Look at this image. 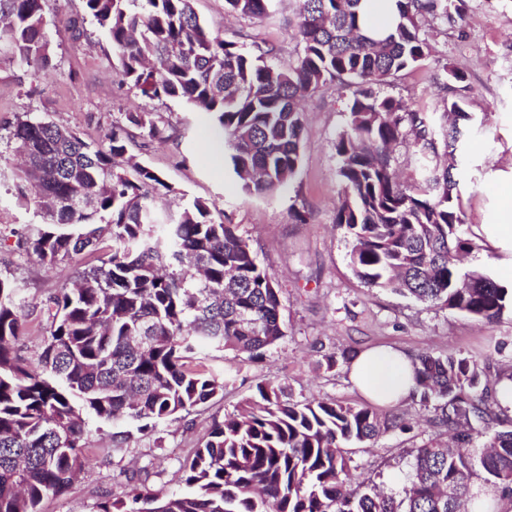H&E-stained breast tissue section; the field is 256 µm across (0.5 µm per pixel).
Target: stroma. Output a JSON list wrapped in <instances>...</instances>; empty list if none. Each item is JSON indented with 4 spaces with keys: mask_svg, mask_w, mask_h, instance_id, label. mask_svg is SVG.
Returning a JSON list of instances; mask_svg holds the SVG:
<instances>
[{
    "mask_svg": "<svg viewBox=\"0 0 512 512\" xmlns=\"http://www.w3.org/2000/svg\"><path fill=\"white\" fill-rule=\"evenodd\" d=\"M297 0H276L269 16L235 18L225 0H194L200 20L245 49L275 47L274 62L285 66L300 50L290 19ZM48 16L51 64L34 70L19 58L0 53V154L12 153L10 131L18 117L30 115L75 130L87 142H100L112 123L126 113H154L162 138L133 142L136 161L158 171L174 187L160 199L176 212L186 199L200 198L222 212L248 239L259 260L281 287L282 314L288 335L262 359L252 361L231 351L209 350L204 365L224 376L223 392L191 414L160 423L143 433L126 419H89L83 472L61 497H45L41 512H96L99 502L126 498L132 471L144 470L153 490H181L180 464L212 421L234 412L256 393L257 384L276 380L297 400L333 399L362 404L349 375V356L376 345L410 354L463 355L474 361L491 383L512 377V311L496 322L470 319L444 307H430L358 279L348 254L351 240L335 223L340 182L335 141L345 129L349 89L329 84L301 104L305 124L300 165L285 189L259 196L244 191L229 163L213 166L203 140L211 128L205 113L171 99H149L123 84L120 67L104 35L86 24L81 39L64 33L81 0H53ZM421 28L430 56L417 68L391 78L382 92L428 112H442V102L459 99L473 118L462 139L458 165L465 230L479 234L495 221V183H512V0H465L464 16L455 21L426 19ZM463 80L445 89L437 81L441 67ZM41 226L33 205L18 194L10 169L0 170V277L25 288V332L20 339L29 362H36L47 316L46 298L76 269L96 265L86 253L55 266L38 263L18 248L16 232L35 235ZM337 357L333 370L321 361ZM398 413L416 418L409 431H391L354 448V479L400 495L411 474V451L432 441H447L431 410L408 400Z\"/></svg>",
    "mask_w": 512,
    "mask_h": 512,
    "instance_id": "1",
    "label": "stroma"
}]
</instances>
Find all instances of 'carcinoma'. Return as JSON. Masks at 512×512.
<instances>
[{
	"mask_svg": "<svg viewBox=\"0 0 512 512\" xmlns=\"http://www.w3.org/2000/svg\"><path fill=\"white\" fill-rule=\"evenodd\" d=\"M273 0H225L229 11L259 19ZM302 52L286 67L274 47L243 51L211 33L192 0H82L83 16L111 44L124 81L150 99L183 101L210 115L249 193L272 195L301 161L299 102L337 82L353 88L347 129L336 139L342 196L335 223L352 238L349 264L367 286L431 307L492 322L512 310V288L484 268L464 271V237L455 153L472 117L436 130L435 113L384 95L397 73L421 65L431 47L420 21L462 16L448 0H395L396 19L381 37L365 26L362 0H299ZM50 0H0V49L27 65L50 61ZM142 136L161 134L152 112H129ZM414 136L419 178L401 185L390 147ZM15 173L21 194L43 218L19 245L55 265L85 251L100 264L81 270L49 296L41 371L18 346L25 300L0 278V512H40L85 467L87 417L124 418L154 431L206 404L224 378L193 360L205 348L261 359L287 336L280 285L247 239L196 198L176 215L155 198L175 189L154 169L129 168L125 126L112 124L98 145L38 118L17 119ZM413 397L437 413L454 444L412 450L401 498L353 484L346 448L409 421L370 405L297 401L268 381L257 395L215 421L181 465L185 490L138 485L128 500L97 512H466L474 483L512 491V429L495 430L478 452L473 436L496 415L488 381L469 358H415Z\"/></svg>",
	"mask_w": 512,
	"mask_h": 512,
	"instance_id": "carcinoma-1",
	"label": "carcinoma"
}]
</instances>
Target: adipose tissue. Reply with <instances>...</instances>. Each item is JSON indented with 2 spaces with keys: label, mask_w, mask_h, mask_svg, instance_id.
<instances>
[{
  "label": "adipose tissue",
  "mask_w": 512,
  "mask_h": 512,
  "mask_svg": "<svg viewBox=\"0 0 512 512\" xmlns=\"http://www.w3.org/2000/svg\"><path fill=\"white\" fill-rule=\"evenodd\" d=\"M496 194L500 201L496 221L482 225L481 232L493 247L506 251L496 278L512 285V186L498 188ZM349 378L370 403L392 406L409 398L415 387L413 358L392 347L365 349L353 356Z\"/></svg>",
  "instance_id": "ef3b65f1"
}]
</instances>
